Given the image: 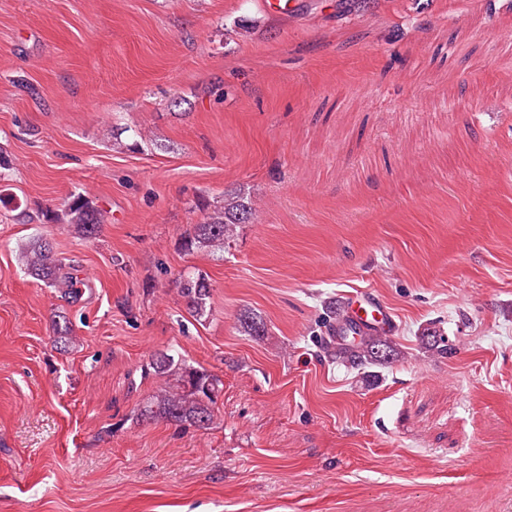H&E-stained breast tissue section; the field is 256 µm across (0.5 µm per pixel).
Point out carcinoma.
I'll use <instances>...</instances> for the list:
<instances>
[{
	"label": "carcinoma",
	"instance_id": "carcinoma-1",
	"mask_svg": "<svg viewBox=\"0 0 512 512\" xmlns=\"http://www.w3.org/2000/svg\"><path fill=\"white\" fill-rule=\"evenodd\" d=\"M253 217L252 208L242 197L224 201V205L205 214L185 240L188 251L200 247H224L225 239L238 224H248ZM66 222L75 224L83 233L91 235L104 223V211L93 200L77 195L65 211ZM22 264L28 274L44 281L62 298L74 303L80 299L81 288L74 277L73 268L58 257L54 247L46 240L38 241L22 253ZM179 293L188 310L196 315L204 312L210 298V285L206 278L189 274L180 277ZM327 352L355 366L379 364L393 352L390 343L380 336L367 334L358 343L346 341V337H329ZM148 368L153 375L164 381V386L138 404L137 418L144 421L162 419L175 425H188L207 429L213 424L215 406L223 390L221 379L201 367H193L168 352L151 356Z\"/></svg>",
	"mask_w": 512,
	"mask_h": 512
}]
</instances>
